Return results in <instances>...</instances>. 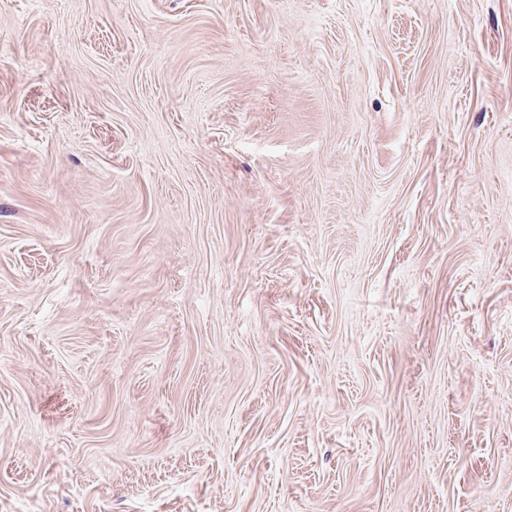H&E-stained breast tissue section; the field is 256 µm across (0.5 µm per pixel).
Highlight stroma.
Wrapping results in <instances>:
<instances>
[{"label": "stroma", "mask_w": 512, "mask_h": 512, "mask_svg": "<svg viewBox=\"0 0 512 512\" xmlns=\"http://www.w3.org/2000/svg\"><path fill=\"white\" fill-rule=\"evenodd\" d=\"M0 512H512V0H0Z\"/></svg>", "instance_id": "1"}]
</instances>
